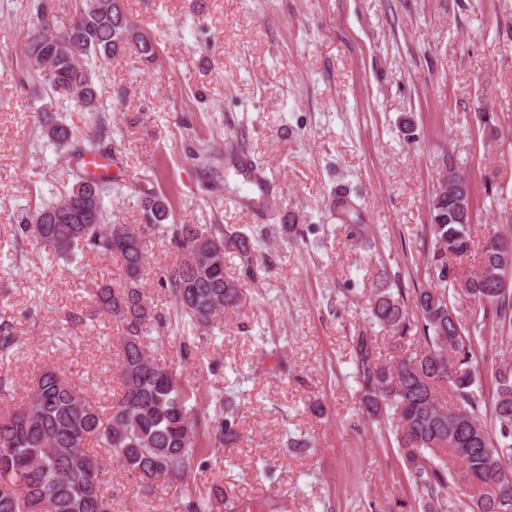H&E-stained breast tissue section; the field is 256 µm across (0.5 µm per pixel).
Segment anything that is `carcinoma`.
I'll return each mask as SVG.
<instances>
[{"label":"carcinoma","mask_w":512,"mask_h":512,"mask_svg":"<svg viewBox=\"0 0 512 512\" xmlns=\"http://www.w3.org/2000/svg\"><path fill=\"white\" fill-rule=\"evenodd\" d=\"M50 5L38 0L41 24L31 34L30 56L41 66L51 91H61L89 111H98L94 59H109L128 44L138 47L147 66L156 58L154 42L126 16L121 0H77L69 24L52 34L45 21ZM42 137L49 145L82 163L109 152L112 132L98 120L79 139L52 112L42 113ZM66 195L36 207L18 231L32 235L52 256L79 264L92 252L121 259L123 280L102 285L95 293L102 312L117 323L121 361V394L108 418L102 407L62 372L43 371L28 400L0 415V512H112V497L103 490V465L86 445L104 449L127 471L147 482H178L173 512H267L273 503L237 501L217 483L203 497L193 486L203 467L201 416L191 403L194 387L174 364L151 354L153 332L168 320L154 311L143 276L147 235L168 237L181 259L163 275L161 285L175 305L174 325L182 336L180 360L190 357L194 340L185 327L210 329L226 309L241 306L242 294L224 274L232 253L248 275L257 262L256 242L244 233L220 226L171 224L169 198L159 192L142 200L143 224H110L105 199L111 181L72 171ZM465 208L456 199L435 195L430 202L433 252L430 287L414 291L415 311L408 310L403 290L376 287L369 327H378L407 346L394 364L377 361L373 336L363 330L354 338L353 363L361 385L360 405L374 422L396 423L397 447L416 488L439 508L468 512H512V357L499 355L490 395L498 434L491 436L485 401L475 396L478 383L475 351L488 334L512 331V289L496 287L512 271V242L493 233L482 247L481 267L462 274L473 234L472 190ZM462 294L469 303V325L455 315L449 298ZM15 348L8 324H0V359ZM452 388L455 403L442 400ZM238 414L232 400L215 398L209 447L224 448L238 438Z\"/></svg>","instance_id":"carcinoma-1"}]
</instances>
